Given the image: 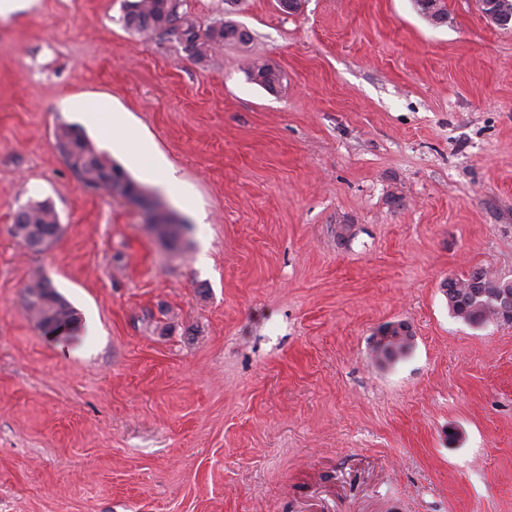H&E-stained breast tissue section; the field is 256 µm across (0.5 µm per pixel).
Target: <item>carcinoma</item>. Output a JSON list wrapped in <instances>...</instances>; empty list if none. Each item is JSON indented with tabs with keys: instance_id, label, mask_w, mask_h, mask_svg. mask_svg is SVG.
Instances as JSON below:
<instances>
[{
	"instance_id": "carcinoma-1",
	"label": "carcinoma",
	"mask_w": 512,
	"mask_h": 512,
	"mask_svg": "<svg viewBox=\"0 0 512 512\" xmlns=\"http://www.w3.org/2000/svg\"><path fill=\"white\" fill-rule=\"evenodd\" d=\"M171 7L169 0H126L124 25L136 34H158L171 22ZM178 20L186 28L187 34L202 38L197 56L204 61L208 58L210 49L217 44L238 43L246 45L252 41L249 31H238L237 25L231 21H223L218 27L211 26L206 31H200L195 19L185 9L180 10ZM257 77L262 79V86L274 87L279 82V74L268 64H254ZM57 140L67 143L71 151L83 156L82 165H72L86 184H94L105 192L113 193L119 189L124 196H137L141 187L130 180L118 168L112 159L95 151L89 145L82 132L72 126L65 125L57 132ZM14 223L28 227L33 233L53 231L59 228L58 214L49 203H30L19 208L14 215ZM488 287L483 289L486 296L479 297L475 289L457 288L453 290L450 306L455 317L467 322L485 304L491 302L490 295L495 291L496 282L486 278ZM27 308L37 323L49 328L63 322L78 323L77 312L44 278L32 280L26 288Z\"/></svg>"
}]
</instances>
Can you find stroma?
Wrapping results in <instances>:
<instances>
[{
	"label": "stroma",
	"mask_w": 512,
	"mask_h": 512,
	"mask_svg": "<svg viewBox=\"0 0 512 512\" xmlns=\"http://www.w3.org/2000/svg\"><path fill=\"white\" fill-rule=\"evenodd\" d=\"M444 2L187 0L252 34L203 62L124 0L0 18V512H512V324L441 288L512 279V30ZM80 96L181 182L109 152L176 242L60 154L62 124L106 150ZM45 200L62 232L34 252L13 214ZM37 274L72 332L32 319ZM399 320L412 349L376 358ZM483 281L482 275L479 271L473 273L471 278V285L475 288H481ZM475 288H457L453 289L450 300H455L451 306L448 300V306L452 310L455 317L467 322L474 317L475 313L480 308H484V304L493 303L489 296L477 297ZM414 334L409 323L394 321L381 326L371 340V347L377 352H385L391 358L398 357L410 349Z\"/></svg>",
	"instance_id": "1"
}]
</instances>
